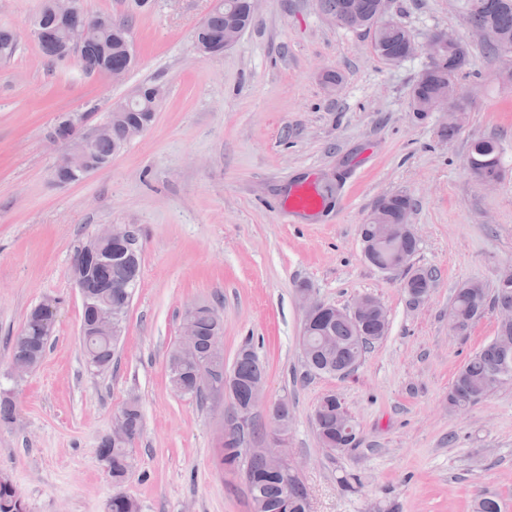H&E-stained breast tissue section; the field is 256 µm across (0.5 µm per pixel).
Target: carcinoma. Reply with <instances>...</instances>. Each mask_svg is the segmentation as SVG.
Returning a JSON list of instances; mask_svg holds the SVG:
<instances>
[{
	"label": "carcinoma",
	"mask_w": 512,
	"mask_h": 512,
	"mask_svg": "<svg viewBox=\"0 0 512 512\" xmlns=\"http://www.w3.org/2000/svg\"><path fill=\"white\" fill-rule=\"evenodd\" d=\"M238 0H224V7L212 11L207 19L209 32L216 36L224 33L228 24L227 12ZM321 10L338 20L353 14L363 29L372 32L374 52L387 62L403 61L408 30L396 21L380 23L377 19L379 0H319ZM463 9L469 23L488 31L489 47L493 52L512 49V0H463ZM44 35L38 40L43 52L59 59L65 53L74 52L64 34L60 32L49 11L44 5L39 14ZM93 52L78 51L84 69L88 73H101L103 68L110 70H128L132 65L124 50L123 42L129 39V24L126 20L109 19V23L92 25L88 29ZM466 64V54L444 61L440 65L425 68L412 90L411 106L436 94L439 89L453 80ZM149 87L143 86L138 94L124 102V106L112 107V111L123 112L120 119L108 118L101 125L103 132L96 141L95 154L101 159L112 157L114 148L126 139L127 125L138 121L143 112L156 111L157 103L148 93ZM468 161L470 168L486 176L497 174L501 168L499 144L492 138L475 141L470 148ZM413 207L412 199L406 194L391 197L393 219L403 217L406 210ZM417 241L411 237L380 241L375 251V260L371 264L376 268L394 263L400 252L415 253ZM108 257L92 260L77 249L75 265L82 266L96 280L112 285L107 293L92 305L82 310V324H88L93 316V307L108 302L122 317H127L132 301L133 290L137 287L141 272V253L124 255L123 248L114 244L105 248ZM434 282L432 272L415 269L405 283L407 293L428 289ZM487 304V292L477 282H467L454 291L450 316L453 321L467 330L473 321L482 314ZM493 304L499 308H512V277L499 280ZM197 326L195 341L196 362L182 360L179 347H174L168 362V383L176 394L190 399L200 400L205 391L216 389L224 381V354L212 348V340L222 333L223 322L213 308L200 307L194 317ZM389 321L382 305L368 315L363 335L356 337L354 327L348 321L330 316L318 315L312 327L303 328L302 354L307 374L342 375L351 371L362 359L373 341L386 336ZM51 330L47 329L35 310L26 316L21 333L11 346V362L19 367L38 365L42 360ZM120 335H97L91 332L82 337L84 358L95 362L98 370L112 365L114 348ZM512 341V327L500 326L497 336L475 352L456 376L448 391V408L466 409L499 385L512 383V348L503 347L505 340ZM207 365V375H202L198 364ZM232 371L237 378V388L232 396V404L241 407L249 405V384L264 376L262 364L250 344L242 346L234 361ZM122 421L126 430V439L114 442L110 437L102 439L98 448L99 457L112 461V483L121 487L132 471L130 445L140 435L142 413L138 402L128 401L121 409ZM315 425L324 447L330 449L349 448L357 441V430L346 412L341 400L334 394H326L315 409ZM236 437L234 445L222 444L219 463L230 468L240 466L246 456L245 434L231 430ZM245 479L252 503L253 512H308V494L299 477L270 466L262 457L249 458ZM107 512H140L139 503L127 494L118 491L108 502Z\"/></svg>",
	"instance_id": "1"
}]
</instances>
